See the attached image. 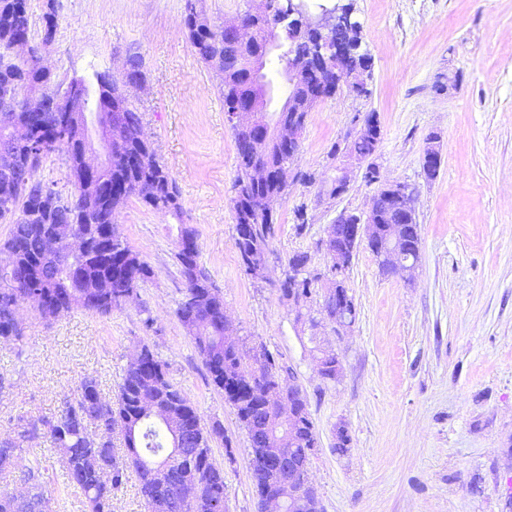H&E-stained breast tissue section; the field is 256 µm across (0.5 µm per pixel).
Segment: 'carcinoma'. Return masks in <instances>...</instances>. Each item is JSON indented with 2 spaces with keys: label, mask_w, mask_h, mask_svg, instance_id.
<instances>
[{
  "label": "carcinoma",
  "mask_w": 512,
  "mask_h": 512,
  "mask_svg": "<svg viewBox=\"0 0 512 512\" xmlns=\"http://www.w3.org/2000/svg\"><path fill=\"white\" fill-rule=\"evenodd\" d=\"M262 2L263 16L253 42L238 46L224 37L223 23L211 20L196 9L193 0H188L183 24L195 55L208 66L222 65L228 69L221 87L226 107L255 91V83L266 82V74L254 69L252 64L266 66L271 50L267 47L265 30L271 29L280 16L288 12L289 0ZM279 35L281 43L277 58L284 63L286 71L292 61L309 55L316 40L303 23L284 28ZM18 41L36 44L27 6L22 4V0H0V95L10 90L18 95L13 100L14 111L7 116L13 122L25 123L27 113L23 112V100L19 95L27 91L57 94L62 82L54 73L10 63L9 58ZM309 81L324 87L323 98L335 95V79L320 66H313ZM290 104L302 109L312 108L313 101L308 98L307 88L292 86L282 111H288ZM119 109L126 126L136 133L143 130L142 112L130 100L120 101ZM365 120L373 123L372 132L352 140L348 149L369 160L378 150L381 131L374 113L366 114ZM41 135L39 129L31 131V139L39 144L35 154L31 153V147L0 135V222L11 225L0 254L30 269L27 291L45 296L43 307L38 310L40 316L56 318L74 308L107 316L113 308L125 303V296H137L139 284L150 278L152 270L131 251L115 229L112 230L109 258H104L97 251L96 234L103 226L112 224L114 215L107 201L87 203L79 199L70 211L64 207H51L48 199L42 204L37 202L39 192H57L53 183L37 181L27 194L10 191L26 171H35L43 160L56 152L65 157L69 172H74L79 150L77 142L59 138L42 144ZM233 135L238 162L232 199L235 245L240 265L245 270L248 263L260 261L273 253L271 243L276 236L274 212L287 194V183L281 180L280 170L288 160V153L285 146L266 142L256 130L249 134L235 130ZM257 165L267 168V176L255 183L251 179V169ZM110 173L127 185L123 200L134 197L147 208L170 212L177 219H182L177 186L158 161L148 139H133L115 146ZM408 201L407 195L400 193L390 199L382 195L378 197L373 214L375 223L382 226V232H387L390 218L406 211ZM52 224H68L75 236L90 238L91 249L73 261V266L83 275L71 274L59 267L57 249L47 232ZM406 237V258L416 260L420 252V226L406 225ZM199 256L200 251L187 253L181 247L176 253L185 284L176 314L192 334L211 382L224 392L225 399L233 405L240 423L247 430L257 496L261 498L277 490L280 479L288 475L303 485L308 481V468L304 462L310 461L306 451L317 444L308 399L302 397L298 405L301 414L295 421L293 441L282 439L274 428L263 429L264 420L279 416L277 412L270 416L262 410L264 396L275 391L279 374L288 372L289 368L276 362L263 346L253 348L263 364L261 373H256L242 361L239 342L232 338L231 333L225 332L224 300L215 291L208 272L200 265ZM309 261L311 257L305 251L296 252L289 258L288 269L278 281L282 300H297L313 293L309 281L298 280L293 275L298 264ZM101 278L112 279V288L106 293L96 287ZM19 302L20 299L10 289L0 288V342L22 340L21 329L11 318L13 307ZM344 311L353 316L357 314L350 294L345 295L342 301L333 297L326 299L320 308V314L329 321ZM142 352L151 357V368L146 374L137 369H126L117 402L103 399L96 380L86 378L80 383L77 397L66 402L60 415L36 420L18 417L14 436L0 440V475L12 469L25 444L42 434L59 451L62 476L68 486L84 496L88 512H113L112 491L124 484L129 471L136 474L145 506L153 502L156 512H166L169 491L154 482L150 466L162 457V449L169 443V436L157 422L142 418L137 406L140 389L152 379L161 386L160 406L172 413L179 425L185 428L187 447L204 449L191 458H180L178 464L200 476L203 493L194 512H212V502L224 501V470L213 462L209 440L213 436L224 437V427L216 421L209 430H204L200 415L186 391L168 378L166 364L155 356L149 346H142ZM96 405L124 426L120 430L126 448L124 456L116 455L110 430L101 435L97 433L93 420ZM280 445L288 446L290 450L284 453V465L277 471H270L259 458L260 449ZM46 472L44 461L37 457L24 466L19 471L18 480L28 488V494L17 499L14 494L0 490V512H40L47 503Z\"/></svg>",
  "instance_id": "carcinoma-1"
}]
</instances>
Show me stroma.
<instances>
[{"mask_svg": "<svg viewBox=\"0 0 512 512\" xmlns=\"http://www.w3.org/2000/svg\"><path fill=\"white\" fill-rule=\"evenodd\" d=\"M370 60L367 95L342 88L317 103L301 134L288 191L276 207L269 277L247 276L234 239V135L221 79L194 54L182 24L186 0H57L56 34L45 62L60 78L93 82L140 56L145 86L131 95L158 159L176 182L182 219L130 199L115 223L153 271L136 299L100 316L80 308L53 320L29 303L17 309L23 340L0 345V439L18 416L58 415L80 381L94 377L116 401L142 345L166 363L203 424L224 469L226 512H258L250 442L233 406L210 383L194 341L177 317L183 297L177 227L195 229L200 263L224 300L243 353L262 345L302 386L318 446L309 477L322 512H512V0H350ZM376 113L382 179L406 184L421 229L410 277L384 275L360 247L348 286L357 309L336 336L316 309L297 312L274 284L289 257L329 258L318 241L341 211L366 214L376 185L351 172L341 197L332 146L344 144L355 115ZM442 165L423 172L431 133ZM312 182H305V175ZM308 222L296 230L294 211ZM343 366L335 381L316 370L317 349ZM350 436L335 448L336 428ZM49 468L50 512H86L62 482L45 437L20 461Z\"/></svg>", "mask_w": 512, "mask_h": 512, "instance_id": "stroma-1", "label": "stroma"}]
</instances>
